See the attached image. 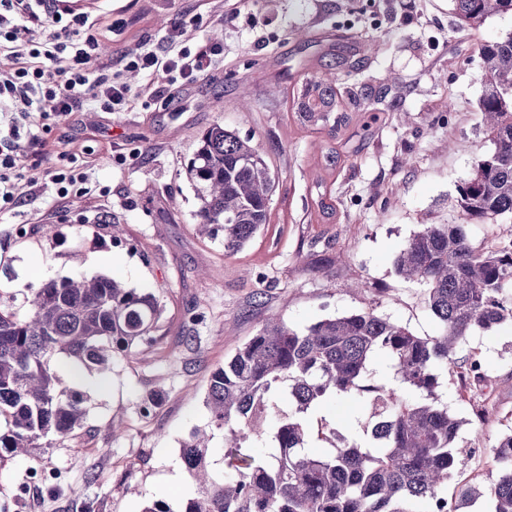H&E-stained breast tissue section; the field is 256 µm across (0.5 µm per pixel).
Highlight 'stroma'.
Listing matches in <instances>:
<instances>
[{
    "label": "stroma",
    "mask_w": 512,
    "mask_h": 512,
    "mask_svg": "<svg viewBox=\"0 0 512 512\" xmlns=\"http://www.w3.org/2000/svg\"><path fill=\"white\" fill-rule=\"evenodd\" d=\"M118 19L103 58L160 41L181 20L185 45L219 42L224 55L168 105L77 112L23 145L20 171L42 176L63 156L87 190L61 199L44 180L0 218V290L21 300L50 279L108 275L155 293L163 313L154 345L117 356L108 372L57 365L87 399L86 430L42 449L37 467L1 459L0 512H142L158 499L179 512L197 490L179 444L209 420L208 376L270 315L302 328L372 308L436 335L423 286L397 276L394 260L421 225L457 223V188L492 148L479 45L512 30L505 16L460 31L451 0H111L101 21ZM309 73L336 83L350 117L338 135L294 116ZM383 85L385 98L369 97ZM217 121L251 137L278 174L268 224L234 254L223 236L197 233L186 174ZM19 224L38 232L17 238ZM459 353L478 355L488 381L478 393L451 376L436 391L462 421L449 485L484 492L499 475L492 448L512 433V326L469 336ZM153 390L163 399L143 414ZM308 418L349 440L367 410L330 403ZM112 420L124 435L112 436Z\"/></svg>",
    "instance_id": "stroma-1"
}]
</instances>
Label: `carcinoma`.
I'll list each match as a JSON object with an SVG mask.
<instances>
[{
    "instance_id": "1",
    "label": "carcinoma",
    "mask_w": 512,
    "mask_h": 512,
    "mask_svg": "<svg viewBox=\"0 0 512 512\" xmlns=\"http://www.w3.org/2000/svg\"><path fill=\"white\" fill-rule=\"evenodd\" d=\"M461 30L512 16V0H453ZM484 86L479 99L493 149L474 163L457 189L459 224H424L397 254L395 272L426 287L440 325L435 336L361 309L305 328L270 317L232 358L210 373L207 429L180 444L185 471L197 486L180 512H415L448 502L460 421L436 404L444 375L478 387L480 359L457 349L477 330L512 324V239L473 246L468 226L512 216V31L481 43ZM336 86L311 75L297 93L304 126H330ZM198 200V225L224 232V252L239 251L269 223L278 175L249 137L216 122L201 136L188 166ZM162 312L151 291L105 275L49 280L16 303L0 292V458L36 459L41 448L74 439L85 427V398L54 371L69 360L100 371L114 354L155 341ZM386 353L396 381L424 395L404 400L398 389L371 381L369 365ZM356 399L370 410L362 444L346 442L317 456L308 452L309 410ZM224 435L222 462L212 459L213 433ZM271 440L256 454L247 444ZM500 476L488 489L493 512H512V434L493 447Z\"/></svg>"
}]
</instances>
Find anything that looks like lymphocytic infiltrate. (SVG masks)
Returning a JSON list of instances; mask_svg holds the SVG:
<instances>
[{"label":"lymphocytic infiltrate","mask_w":512,"mask_h":512,"mask_svg":"<svg viewBox=\"0 0 512 512\" xmlns=\"http://www.w3.org/2000/svg\"><path fill=\"white\" fill-rule=\"evenodd\" d=\"M97 25L94 10L69 0H0V216L38 185L16 169L18 150L38 137L31 114L60 122L74 112H122L131 102L123 73L160 74L174 86L197 79L224 53L218 43L181 46L177 23L160 43L142 41L105 62ZM37 28L47 29L46 38H32Z\"/></svg>","instance_id":"f902f5d3"}]
</instances>
